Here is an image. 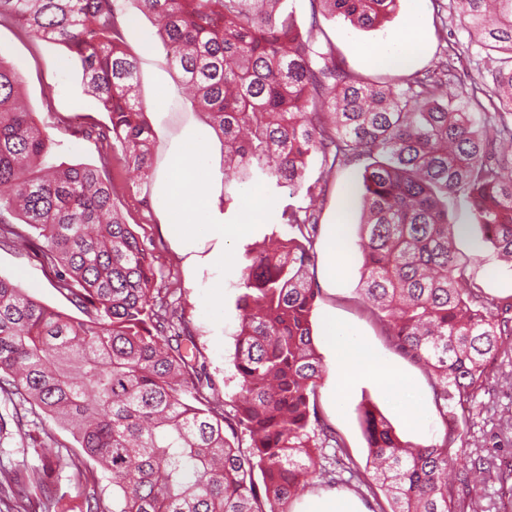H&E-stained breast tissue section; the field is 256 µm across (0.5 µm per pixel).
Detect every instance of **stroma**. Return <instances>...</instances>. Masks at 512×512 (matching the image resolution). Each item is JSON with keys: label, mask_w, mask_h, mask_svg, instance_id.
Segmentation results:
<instances>
[{"label": "stroma", "mask_w": 512, "mask_h": 512, "mask_svg": "<svg viewBox=\"0 0 512 512\" xmlns=\"http://www.w3.org/2000/svg\"><path fill=\"white\" fill-rule=\"evenodd\" d=\"M125 40L138 59L140 91L148 103L147 117L156 132L153 167L164 170L172 147L193 128L206 120L184 99L181 78L170 61L167 48L156 33L152 19L141 13L132 0H125ZM416 16L425 34L420 52L400 67L374 57L378 47H392L393 37L408 16ZM325 29L347 64L365 77L387 81L436 65L448 56L460 75L461 84L452 86L450 95L465 102L472 82L488 75L497 59L496 52L472 40L464 26L456 0H399L391 20L379 31H362L341 22L326 23ZM0 53L21 73L20 95L35 120L53 141L55 163L99 164L101 143L90 137V126L106 122L95 99L88 94L80 71L71 64L66 50L57 44L27 36L20 25H0ZM115 187V201L128 224L137 233L153 259L155 285L175 291L177 305L197 346L198 364L207 376L212 393L219 400L233 402L239 391L234 368L235 339L239 326L238 299L243 292L236 274H228L224 290L222 319L207 323L200 312L202 291L187 287L181 264L160 232L163 217L153 206L143 180L136 178L121 155H113L109 167ZM358 177V169L347 166L329 178L325 200L316 211L319 232L316 239L315 279L320 295L312 316L313 334L320 354H328L325 339L327 323L354 332L383 362L405 373L413 381V393L422 404L425 427H417L399 409L397 401L373 380H358L341 397L328 386L317 389L316 404L322 418L345 441L352 458L365 464L367 443L358 420L357 407L375 405L391 422L403 442L413 446L437 443L444 426L434 403L425 369L399 354L384 337L379 323L366 311L358 293L363 263L358 246L360 208L357 198L347 195ZM345 222L344 237L332 241L329 228ZM457 246L472 256L470 280L488 295H512V264L499 260L482 244L478 229L460 237ZM0 276L13 281L26 293L48 307L74 313V306L55 286L53 270L31 252L0 246ZM465 439L480 454L490 478L472 490L486 512H512V502L499 499L494 471L512 464V358L495 363L488 391L479 392L470 412L465 413ZM30 438H20L14 429L0 432V463H23L36 468L41 464L43 430H51L58 444L74 447L71 434L33 414Z\"/></svg>", "instance_id": "1"}]
</instances>
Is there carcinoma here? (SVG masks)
Instances as JSON below:
<instances>
[{
	"instance_id": "1",
	"label": "carcinoma",
	"mask_w": 512,
	"mask_h": 512,
	"mask_svg": "<svg viewBox=\"0 0 512 512\" xmlns=\"http://www.w3.org/2000/svg\"><path fill=\"white\" fill-rule=\"evenodd\" d=\"M151 17L182 71L192 106L224 143L232 174L224 211L253 185L325 198L327 175L361 168L360 294L388 343L428 369L443 423L471 405L491 364L512 350V304L468 280L472 258L448 219L461 195L498 256L512 259V0H461L465 27L503 54L491 70L497 97L480 87L448 99V63L372 83L346 65L323 27L339 18L360 30L389 19L399 0H309L301 24L286 0H134ZM66 47L107 113L95 131L146 177L154 132L139 93V68L121 30L117 0H0V23ZM21 74L0 56V245L32 251L85 318L53 310L0 277V396L26 436L22 411L69 428L79 449H47L43 465H0L6 512H60L56 483L91 460L112 475V503L80 493L75 512H291L314 479L336 483L323 444L346 453L327 428L317 439L315 394L325 372L311 317L317 218L285 206L294 236L245 255L234 364L233 412L209 387L191 335L162 290L153 261L89 164L50 165L48 137L19 99ZM323 176L305 174L312 155ZM365 466L344 483L364 487L374 512H481L471 496L477 467L456 447L461 433L407 446L374 407L358 408ZM251 445L235 444L238 432ZM260 473L261 481L255 480ZM382 491L388 505L378 500Z\"/></svg>"
}]
</instances>
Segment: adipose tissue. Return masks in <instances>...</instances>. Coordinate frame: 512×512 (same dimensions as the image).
Wrapping results in <instances>:
<instances>
[{"instance_id": "ef3b65f1", "label": "adipose tissue", "mask_w": 512, "mask_h": 512, "mask_svg": "<svg viewBox=\"0 0 512 512\" xmlns=\"http://www.w3.org/2000/svg\"><path fill=\"white\" fill-rule=\"evenodd\" d=\"M213 137L214 130L208 125L188 135L171 153L166 168L156 174L154 193L166 217L161 232L182 261L187 286L203 290L201 309L207 318L219 312L226 275L236 264L231 243L257 236L265 215L275 206L261 190H247L243 201L246 223H225L224 197L212 191ZM329 337L332 393L345 394L358 379L369 378L395 399L411 420L423 422V408L413 398L412 383L405 375L380 361L352 332L333 328Z\"/></svg>"}]
</instances>
